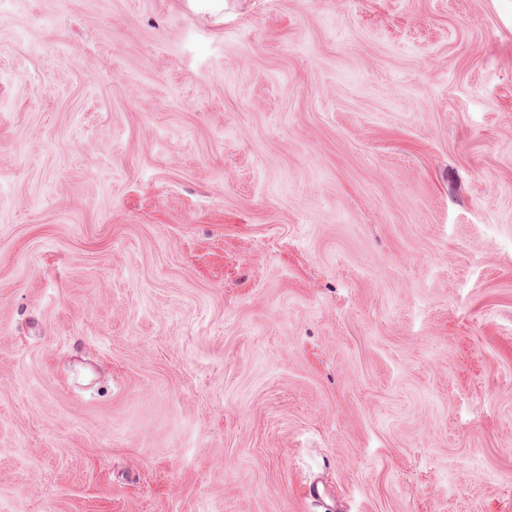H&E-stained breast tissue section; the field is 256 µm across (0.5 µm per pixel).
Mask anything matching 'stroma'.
I'll return each mask as SVG.
<instances>
[{
  "mask_svg": "<svg viewBox=\"0 0 512 512\" xmlns=\"http://www.w3.org/2000/svg\"><path fill=\"white\" fill-rule=\"evenodd\" d=\"M0 512H512V0H0Z\"/></svg>",
  "mask_w": 512,
  "mask_h": 512,
  "instance_id": "1",
  "label": "stroma"
}]
</instances>
